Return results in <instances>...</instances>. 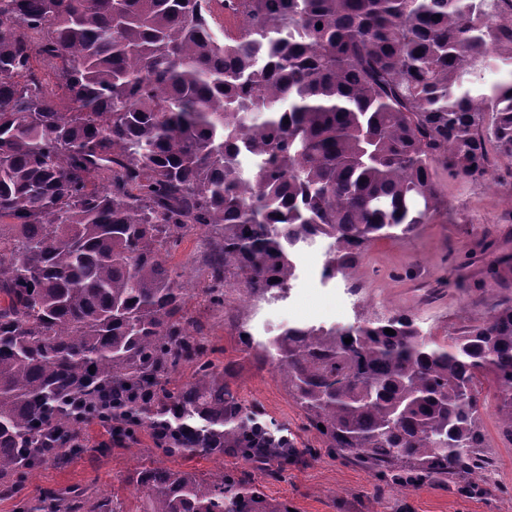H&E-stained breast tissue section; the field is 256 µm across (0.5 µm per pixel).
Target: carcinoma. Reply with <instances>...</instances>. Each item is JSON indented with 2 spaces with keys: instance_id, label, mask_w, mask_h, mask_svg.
Masks as SVG:
<instances>
[{
  "instance_id": "carcinoma-1",
  "label": "carcinoma",
  "mask_w": 512,
  "mask_h": 512,
  "mask_svg": "<svg viewBox=\"0 0 512 512\" xmlns=\"http://www.w3.org/2000/svg\"><path fill=\"white\" fill-rule=\"evenodd\" d=\"M210 2L0 0L5 495L78 453L90 419L277 473L295 449L207 359L170 264L183 239L208 234L211 304L276 298L296 242L333 239L324 274L348 278L372 241L440 211L439 172L479 182L512 158V0H224L234 33ZM488 70L504 78L487 90ZM244 153L262 158L247 176ZM497 287L443 341L398 311L246 340L337 455L398 486L445 480L489 467L488 395L512 440V284ZM136 484L139 512H290L235 473L149 466ZM39 512L122 510L52 491Z\"/></svg>"
}]
</instances>
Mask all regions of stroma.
<instances>
[{"instance_id":"stroma-1","label":"stroma","mask_w":512,"mask_h":512,"mask_svg":"<svg viewBox=\"0 0 512 512\" xmlns=\"http://www.w3.org/2000/svg\"><path fill=\"white\" fill-rule=\"evenodd\" d=\"M439 191L444 207L430 223L368 245L352 274L358 288L350 296L315 282L319 258L312 255L298 261L297 278L283 296L247 303L232 291L218 308L201 294L204 234L185 239L172 258L189 291V314L204 327L209 360L242 401L286 429L300 450L285 470L258 477L265 493L286 501L292 512H512V442L501 435L492 410L482 414L489 471L399 487L325 448L271 363L259 362L244 340L248 334L257 340L276 335L293 320L347 325L396 310L412 314L424 333L443 337L483 317L499 299L489 270L512 280V159L500 160L485 183L440 174ZM79 441L81 452L67 463L46 464L24 481L20 498L35 505L47 491L75 490L90 499L118 496L123 512H138L132 477L141 466L188 463L206 475L249 469L229 456L188 462L166 456L146 429L125 444L90 424Z\"/></svg>"}]
</instances>
